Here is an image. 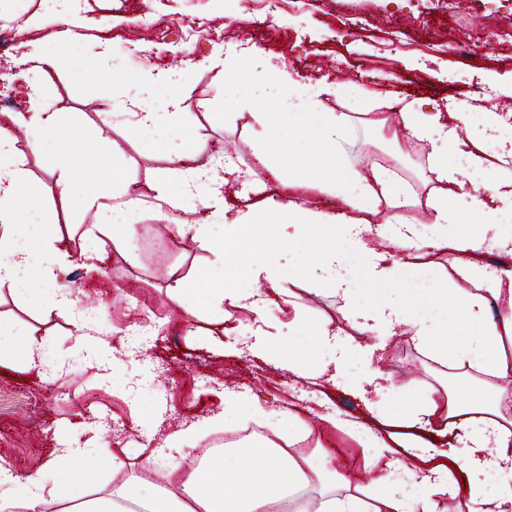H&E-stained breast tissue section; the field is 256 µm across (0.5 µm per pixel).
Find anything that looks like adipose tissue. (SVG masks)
<instances>
[{
  "instance_id": "adipose-tissue-1",
  "label": "adipose tissue",
  "mask_w": 512,
  "mask_h": 512,
  "mask_svg": "<svg viewBox=\"0 0 512 512\" xmlns=\"http://www.w3.org/2000/svg\"><path fill=\"white\" fill-rule=\"evenodd\" d=\"M48 17L56 20L57 30L47 31ZM85 25L80 0H39L22 24L32 35L23 55L32 76L29 109L9 113L7 124L0 126V284L19 298L37 304L47 297L54 306L76 314L81 311L78 298L57 283L72 251L63 235H37L47 215L29 195L28 154H41L49 140L66 144V151L52 156L60 171L59 204L66 212L91 214L92 233L111 237L114 245L136 233L134 219L142 198L122 175L116 145L100 157L112 169L111 183L81 187L79 140L64 131L44 93L42 78L53 65L47 41L69 44ZM268 67L272 91L260 111L250 115L265 139L256 154L258 162L284 188L334 195L348 211L337 215L296 199L284 204L264 196L233 208L224 195V176L234 172V163L227 156L201 161L195 123L181 110L185 74L159 70L140 75L123 87L134 128L162 132L175 146L169 168L149 186L158 201L156 218L173 225L180 238L210 240L221 261L214 275L203 272L192 278L170 269L167 295L188 315L208 317L215 336L223 334L236 310H250L257 323L251 351L296 380L322 377L359 394L364 383H376L375 399L365 402L370 421L326 415L327 422L361 445L364 466L378 468L369 498L352 491L337 493V483L348 477L336 468L327 449L318 447L313 456L297 457L266 442L206 455L188 475L180 472L177 461H170L166 485L158 487L148 474L162 452L183 453L189 435L180 430L168 437L165 449H154L146 459L144 476L94 497L88 489L101 471L119 464L107 448L68 445L41 474L24 480L0 466V486L10 491L0 499V512L18 502L27 512H43L48 478L67 488L61 512H279L283 505L289 512H444L442 498L448 494L458 497V512H512V418L503 412L501 398L464 400L453 393L441 405L425 393L396 421L397 427L407 428V435L381 433L373 422L386 416L387 401L397 388L384 383L368 342L372 336L408 332L440 363L497 378L512 375V272L483 261L493 252L512 256V172L498 165L512 145V111L493 106L476 113L466 97L446 112L426 98L405 103L394 93L384 98V106L400 107L409 136L430 145L424 179L428 190L421 197L394 171L375 165L366 173L349 165L339 147L348 114L325 111L326 90L295 79L284 61L269 62ZM302 114L309 116V123L299 124ZM294 124L300 125L322 162L288 175L284 166L289 153L280 146L279 133ZM461 124L470 129L464 141L457 131ZM17 126L34 131L26 147H19L13 134ZM484 189L492 190V201L481 198ZM115 192L125 196L124 207L111 206ZM383 204L391 211L387 223H373ZM420 206L433 212L432 223L417 224L404 216L405 208ZM467 220L481 224L478 236L456 232V225ZM436 251L447 254L467 288L449 287L431 258ZM350 252L363 255L364 270L377 288L366 306L357 302L361 284L346 264ZM244 264L265 277L270 292L238 287L233 272ZM408 275L428 276L434 303L456 311L466 332L452 336L447 321L418 317L408 292L399 286ZM300 284L324 285L343 298L356 336L328 319L309 324L291 301L294 286ZM269 326L290 337L310 335L315 361L300 362L271 342L265 336Z\"/></svg>"
}]
</instances>
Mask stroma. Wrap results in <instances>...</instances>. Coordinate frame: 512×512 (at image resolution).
<instances>
[{"mask_svg": "<svg viewBox=\"0 0 512 512\" xmlns=\"http://www.w3.org/2000/svg\"><path fill=\"white\" fill-rule=\"evenodd\" d=\"M352 0H277L264 11L262 0H87L90 18H110L108 31L116 42L141 41L145 51L121 53L90 62L80 44L56 48V69L44 77L45 94L63 126L77 127L82 152L98 154L115 142L123 152L127 179L147 184L168 166L167 149L158 138L142 136L130 125L123 96L113 94L112 82L156 68L188 72L183 109L197 116L196 144L203 154L226 150L241 168L254 169L257 179L270 181L254 155L259 129L233 119L236 103L227 101L223 87L200 63L215 45L254 46L260 54L283 55L289 71L306 84L344 83L347 94L324 98L326 111L344 112L350 125L342 142L347 160L367 168L385 156H397L398 170L411 185L427 163V143L409 139L401 148L379 140L373 119L399 112L386 108L361 111L354 89L366 87L395 92L406 99L423 97L446 106L460 91L492 95L503 109L512 108V41L490 47L463 49L475 23L491 31L512 30V6L494 0H364L363 13L353 14ZM212 102L213 113L201 117L199 99ZM112 108L110 122L101 109ZM156 202L142 199L138 236L118 254L111 239L90 242L100 252L95 268L71 264L60 283L80 292L86 308L98 313L96 324L73 319L64 311L33 307L0 288V316L25 323L49 350L41 367L0 364V464L19 478L37 475L60 452L58 441L68 435L80 442L117 453L123 468L101 475L104 489L141 474L148 449L136 439L145 423L155 430L154 445L178 430H191L189 447L204 451L224 430L196 431L205 417L224 409V389L248 386L267 412L291 408L294 378L255 356L238 354L235 335L220 341L203 333L208 321L185 316L168 298L166 272L150 263L148 233L157 230L169 242V264L196 276L214 261L207 243L181 246L179 237L154 218ZM296 304L309 321L331 319L347 327L344 300L323 289L299 291ZM146 321L151 339L145 355L126 357L122 351L129 319ZM94 337L116 348L119 366L102 374L84 361L79 344ZM383 372L400 391L388 404L390 417L401 415L428 387L438 402L449 381L439 365L413 336H384ZM324 448L338 460L353 463L354 479L369 486L363 451L356 441L321 419L317 408H302Z\"/></svg>", "mask_w": 512, "mask_h": 512, "instance_id": "1", "label": "stroma"}]
</instances>
